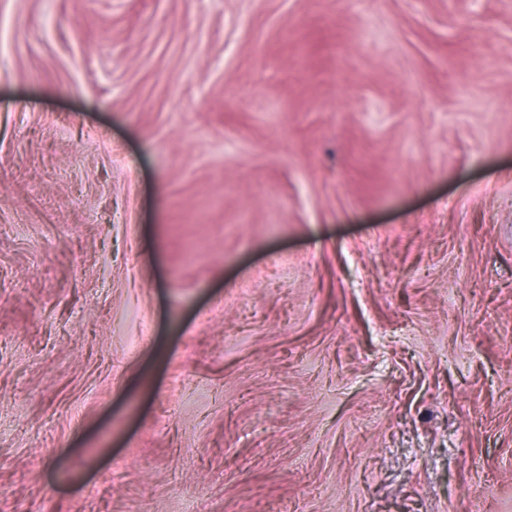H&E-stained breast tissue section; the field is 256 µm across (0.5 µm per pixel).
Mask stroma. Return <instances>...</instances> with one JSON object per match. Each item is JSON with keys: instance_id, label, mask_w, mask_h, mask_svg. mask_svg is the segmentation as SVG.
<instances>
[{"instance_id": "obj_1", "label": "stroma", "mask_w": 512, "mask_h": 512, "mask_svg": "<svg viewBox=\"0 0 512 512\" xmlns=\"http://www.w3.org/2000/svg\"><path fill=\"white\" fill-rule=\"evenodd\" d=\"M0 512H512V0H0Z\"/></svg>"}]
</instances>
